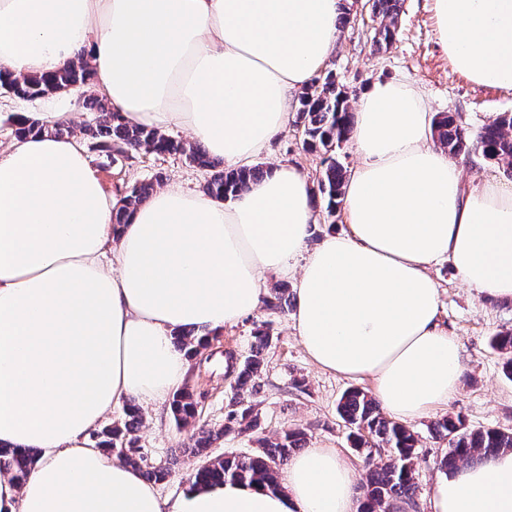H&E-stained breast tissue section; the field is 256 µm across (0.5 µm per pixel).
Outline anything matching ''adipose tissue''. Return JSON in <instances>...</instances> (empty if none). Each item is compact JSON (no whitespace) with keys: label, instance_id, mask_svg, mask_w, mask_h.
<instances>
[{"label":"adipose tissue","instance_id":"1","mask_svg":"<svg viewBox=\"0 0 512 512\" xmlns=\"http://www.w3.org/2000/svg\"><path fill=\"white\" fill-rule=\"evenodd\" d=\"M343 0H0V68L57 71L77 54L113 111L177 126L238 165L284 129L338 41ZM439 42L472 82L512 89V0H434ZM433 115L403 81L362 93L346 181L349 232L310 245L316 198L280 164L230 204L170 184L124 223L79 136L0 150V444L36 452L0 476V512H358L335 449L293 456L279 489L227 482L162 498L90 441L113 408L166 402L189 363L178 332L222 330L259 306L269 274L295 278L309 359L373 377L400 420L459 388L463 357L436 322L433 266L512 298V189L463 190L428 135ZM432 512H512V450L444 474Z\"/></svg>","mask_w":512,"mask_h":512}]
</instances>
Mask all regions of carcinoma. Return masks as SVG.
Listing matches in <instances>:
<instances>
[{"label": "carcinoma", "mask_w": 512, "mask_h": 512, "mask_svg": "<svg viewBox=\"0 0 512 512\" xmlns=\"http://www.w3.org/2000/svg\"><path fill=\"white\" fill-rule=\"evenodd\" d=\"M402 8V0H372V14L379 19L375 29L374 43L378 47L392 44ZM93 72L83 57L58 71L39 77H14L0 70V88L22 100H33L73 87H90ZM87 103L100 112L96 126L80 129L84 136L96 141L106 152H114L127 158L142 150L156 154L189 152V159L200 166L214 168L220 161L211 158L205 148L196 145L190 149L181 143L144 127L133 125L123 116L112 111L102 99L90 94ZM15 137L22 139L44 133L41 125L16 121ZM295 125L302 129L304 144L311 152L321 151L327 155V166L318 181L319 193L327 199V212L336 213L344 201L346 170L335 158L336 149L346 142L353 129V113L350 112L347 92L336 84L332 73L316 76L298 98ZM432 134L437 142L450 154L476 149L482 155L504 167L512 176V113L502 112L485 123L475 137L456 123L449 113L438 114L433 121ZM265 171L259 167H242L229 171H218L205 185V193L224 201L234 199L262 178ZM153 192V184L141 183L132 186L123 197V206L115 216L116 223H122L126 212L145 203ZM268 309L280 313L288 311L292 299L288 286L271 289L264 299ZM269 329L256 331L248 352L241 356L234 370L236 393L228 399L224 413V426L211 429L204 425L187 444L185 451L203 459L194 471L191 483L214 484L224 481L248 482L271 489L277 488L279 469L298 451L304 439L299 428L283 430L277 441L265 448L230 454L219 459L209 458L213 441L233 427L241 430L258 427V413L255 405L241 398V392L254 389L259 377L264 352L270 346ZM175 344L186 352L190 359L208 362L204 351L211 348V342H195L192 333H178ZM493 348L509 354L505 362V373L512 379V333L499 334L492 338ZM199 401L193 392L183 388L176 392L170 403V411L177 428L181 429L198 414ZM339 417L350 426L352 446L366 451L365 476L362 483L364 500L361 512H388L399 503L416 504L414 460L417 457L419 438L406 425L384 417L377 399L369 393L354 388L345 392L336 406ZM141 412L132 404L126 405L125 420L94 434L95 446L116 456L119 460L137 468H144L150 481L159 483L169 474L168 466L148 464L144 453L137 446L135 432L141 424ZM435 438L448 441V453L441 460V469L448 472L459 464L484 458L501 450H512V432L496 429H472L460 417L448 416L433 425ZM387 450V458L375 455L374 449ZM35 463L29 453L0 445V474H9L20 481L24 479Z\"/></svg>", "instance_id": "1"}]
</instances>
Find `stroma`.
<instances>
[{
    "label": "stroma",
    "instance_id": "stroma-1",
    "mask_svg": "<svg viewBox=\"0 0 512 512\" xmlns=\"http://www.w3.org/2000/svg\"><path fill=\"white\" fill-rule=\"evenodd\" d=\"M375 27L370 12L353 8L350 22L341 29L336 50L326 64L350 99H357L373 82L403 80L423 95L432 112L454 115L473 135L490 118L512 112V90L477 85L453 69L438 41L433 0H403L396 40L389 49H376ZM85 97L84 89L74 88L24 101L0 89V141L13 140L12 117L18 112H66L75 124L95 123L98 115L87 109ZM83 146L108 193L118 187L154 181L159 175L165 183L176 182L199 193L211 176L210 170L196 166L182 154L143 151L114 162L99 152L91 140H84ZM322 159V154L305 149L300 130L291 124L273 138L255 164L268 170L289 163L314 182L322 173ZM454 161L462 170L465 188H475L486 180L512 187V178L480 152L456 155ZM432 275L439 288V321L460 343L463 371L459 390L448 405L409 423L420 438L414 465L419 512H430L432 490L442 475L439 461L448 448L447 442L432 438L430 428L434 422L458 414L471 428L512 432V380L504 375L505 355L491 346L493 336L512 331V298H492L469 288L446 261L436 265ZM263 324L270 328L272 343L265 352V365L255 392L245 395L256 406L259 426L217 440L211 448L212 456L258 448L262 441H276L282 430L298 427L306 433L307 446L335 449L356 476H363V456L352 448L349 430L337 415L336 406L349 388L374 391V379L365 376L352 380L315 367L300 344L292 315L264 306L237 325L221 330L224 350L244 354L255 329ZM187 383L202 397L201 421L215 428L223 425L231 388L222 369L212 362L191 365ZM142 414L144 420L137 432L141 448L152 462L170 464L169 475L159 483L158 490L164 497L177 496L187 488L190 475L199 465L197 458L174 453L192 430L176 428L165 403L147 406Z\"/></svg>",
    "mask_w": 512,
    "mask_h": 512
}]
</instances>
